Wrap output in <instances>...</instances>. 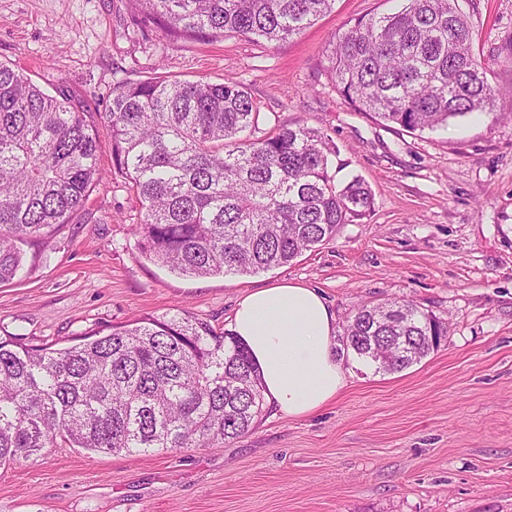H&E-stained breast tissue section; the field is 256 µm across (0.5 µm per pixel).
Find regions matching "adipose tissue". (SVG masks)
I'll return each instance as SVG.
<instances>
[{
  "instance_id": "1",
  "label": "adipose tissue",
  "mask_w": 512,
  "mask_h": 512,
  "mask_svg": "<svg viewBox=\"0 0 512 512\" xmlns=\"http://www.w3.org/2000/svg\"><path fill=\"white\" fill-rule=\"evenodd\" d=\"M229 331L256 366L268 406L283 416H307L347 384L336 315L316 289L286 281L250 291Z\"/></svg>"
}]
</instances>
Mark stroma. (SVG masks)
<instances>
[{"mask_svg":"<svg viewBox=\"0 0 512 512\" xmlns=\"http://www.w3.org/2000/svg\"><path fill=\"white\" fill-rule=\"evenodd\" d=\"M402 0H336L279 43L170 40L130 0H0V62L104 111L116 81L165 74L239 82L259 109L247 138L318 129L332 169L373 195L364 219L290 265L182 276L147 259L142 208L99 134L100 183L68 224L20 243L0 283V337L67 345L82 333L185 309L228 328L248 290L294 281L344 322L360 305L409 300L448 334L395 373L351 359L343 392L288 418L263 409L245 435L150 453L47 451L0 467V512H512V120L472 114L436 131L384 125L331 85L326 49L359 18ZM512 89V0H459Z\"/></svg>","mask_w":512,"mask_h":512,"instance_id":"obj_1","label":"stroma"}]
</instances>
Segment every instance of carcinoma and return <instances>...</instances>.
<instances>
[{
    "instance_id": "obj_1",
    "label": "carcinoma",
    "mask_w": 512,
    "mask_h": 512,
    "mask_svg": "<svg viewBox=\"0 0 512 512\" xmlns=\"http://www.w3.org/2000/svg\"><path fill=\"white\" fill-rule=\"evenodd\" d=\"M335 0H133L174 40L279 42ZM458 0H406L360 19L327 50L336 89L360 112L412 131L497 111L488 63ZM64 89L46 93L0 63V283L18 244L68 223L99 183L98 127L142 206L141 252L185 276L256 274L290 264L371 210L368 185L336 184L330 139L304 124L250 140L242 85L159 76L118 83L100 124ZM445 322L410 301L364 304L343 343L383 372L426 357ZM187 310L140 318L52 348L0 338V466L46 450L206 448L249 432L264 397L244 350Z\"/></svg>"
}]
</instances>
